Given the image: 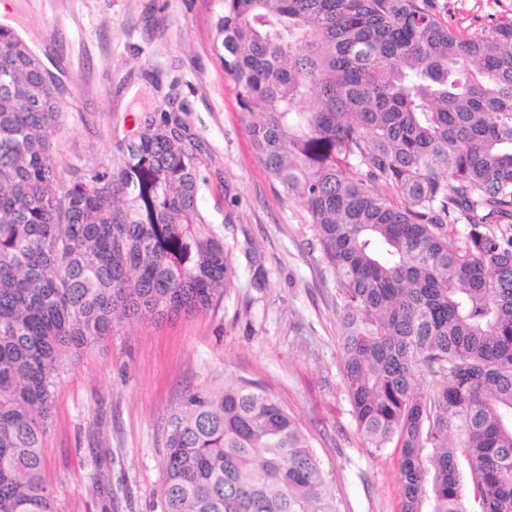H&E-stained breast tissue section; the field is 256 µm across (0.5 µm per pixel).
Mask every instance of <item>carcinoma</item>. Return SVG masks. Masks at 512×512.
I'll use <instances>...</instances> for the list:
<instances>
[{"mask_svg": "<svg viewBox=\"0 0 512 512\" xmlns=\"http://www.w3.org/2000/svg\"><path fill=\"white\" fill-rule=\"evenodd\" d=\"M428 2L221 0L214 50L319 242L350 412L400 449L401 512H512V16L465 39ZM59 96L0 26V512H55L43 441L63 355L233 285L179 113L56 191ZM163 469L162 512H339L309 437L247 379L186 396Z\"/></svg>", "mask_w": 512, "mask_h": 512, "instance_id": "carcinoma-1", "label": "carcinoma"}]
</instances>
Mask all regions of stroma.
Wrapping results in <instances>:
<instances>
[{
    "mask_svg": "<svg viewBox=\"0 0 512 512\" xmlns=\"http://www.w3.org/2000/svg\"><path fill=\"white\" fill-rule=\"evenodd\" d=\"M62 82L60 167L110 165L140 120L182 109L209 185L199 207L232 248L235 286L202 314L124 322L67 354L44 443L56 512H161L164 437L185 395L246 378L281 402L330 473L341 512H400V451L371 447L349 413L340 299L297 200L260 164L213 50L219 0H0ZM465 38L512 0H431ZM107 483L96 484V474Z\"/></svg>",
    "mask_w": 512,
    "mask_h": 512,
    "instance_id": "35a3bbf8",
    "label": "stroma"
}]
</instances>
